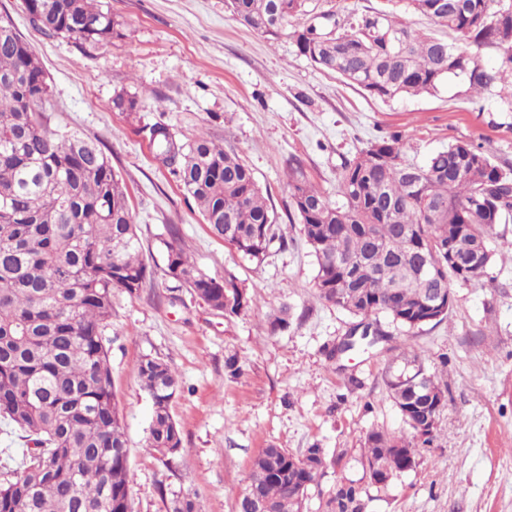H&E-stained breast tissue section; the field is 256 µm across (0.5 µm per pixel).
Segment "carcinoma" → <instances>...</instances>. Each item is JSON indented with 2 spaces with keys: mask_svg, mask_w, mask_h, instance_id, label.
<instances>
[{
  "mask_svg": "<svg viewBox=\"0 0 512 512\" xmlns=\"http://www.w3.org/2000/svg\"><path fill=\"white\" fill-rule=\"evenodd\" d=\"M383 8L343 16L315 12L309 0H225L229 12L261 34L279 35L288 20L298 52L320 70L370 96L390 101L434 94L458 79L512 108V0H408L425 28L408 24L386 0ZM30 22L47 36L74 41L91 55L123 36L100 0H24ZM454 35L453 41L431 28ZM493 49L489 67L481 50ZM51 80L11 15L0 13V421L33 444L0 473V512H131L128 441L112 392L103 331L112 319V292L139 294L149 275L126 188L94 140L51 131L45 105ZM155 160L167 166L197 205L208 232L243 260L259 263L287 245L268 197L235 153L200 134L182 139L164 122L139 128ZM290 207L316 262L315 285L326 302L354 322L333 345L336 360L366 351L388 332L382 321L412 333L448 318L455 282L481 277L491 266L498 224L512 221V169L484 151L457 142L410 161L401 140H376L346 160L333 204L290 169ZM159 243L165 276L226 316L251 307L238 277L201 272L181 245L175 225ZM467 267L450 263V254ZM152 400L147 438L166 464L182 447L170 408L177 380L164 361L137 366ZM421 372L439 381L413 350L387 365L383 381L406 432L371 430L348 480L344 503L329 497L322 512H363L371 486L385 491L414 466L407 464L426 415L445 402L426 399L406 378ZM262 449L245 490L271 512H302L316 472L348 454L314 456Z\"/></svg>",
  "mask_w": 512,
  "mask_h": 512,
  "instance_id": "cac0c4a2",
  "label": "carcinoma"
}]
</instances>
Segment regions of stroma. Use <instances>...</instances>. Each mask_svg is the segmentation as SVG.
I'll list each match as a JSON object with an SVG mask.
<instances>
[{
  "mask_svg": "<svg viewBox=\"0 0 512 512\" xmlns=\"http://www.w3.org/2000/svg\"><path fill=\"white\" fill-rule=\"evenodd\" d=\"M124 35L95 55L35 30L23 0H0L52 82L50 128L96 140L129 192L152 275L136 296L114 291L104 342L129 443L133 512H170L174 495L200 512H234L254 456L268 446L358 455L366 431L404 425L383 382L384 366L409 348L446 386L431 444L418 467L372 492L366 512H512V223L490 241L495 261L481 277L456 283L447 319L414 335L392 331L367 351L327 356L350 316L320 299L315 259L290 222L288 160L335 198L344 159L368 143L399 136L422 161L458 141L512 168V111L498 97L473 98L456 81L437 93L381 101L343 84L300 55L288 33L271 37L240 24L224 0H103ZM138 107L117 109L118 94ZM162 121L182 138L206 134L235 151L267 193L287 248L260 266L210 236L191 197L159 170L137 125ZM177 225L198 267L230 271L254 305L227 317L162 271L157 237ZM289 310L290 325L270 320ZM237 355L240 375L225 360ZM146 356L176 374L171 412L183 448L162 464L146 446L151 401L136 376Z\"/></svg>",
  "mask_w": 512,
  "mask_h": 512,
  "instance_id": "35a3bbf8",
  "label": "stroma"
}]
</instances>
